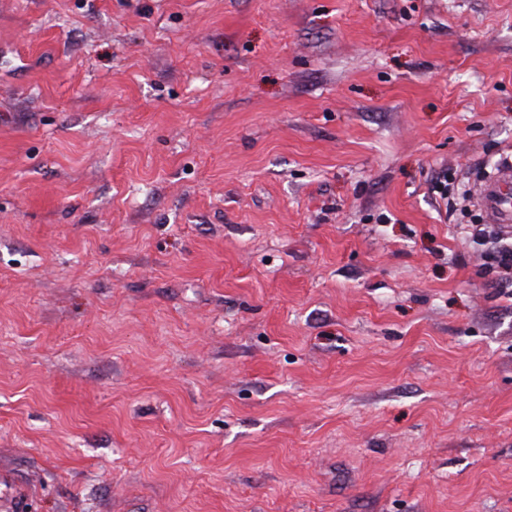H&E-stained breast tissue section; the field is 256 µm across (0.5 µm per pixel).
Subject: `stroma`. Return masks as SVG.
I'll list each match as a JSON object with an SVG mask.
<instances>
[{
	"label": "stroma",
	"instance_id": "1",
	"mask_svg": "<svg viewBox=\"0 0 512 512\" xmlns=\"http://www.w3.org/2000/svg\"><path fill=\"white\" fill-rule=\"evenodd\" d=\"M512 0H0L7 512H512ZM490 224H501L506 230L512 227V166L508 158L496 175L483 184L478 196Z\"/></svg>",
	"mask_w": 512,
	"mask_h": 512
}]
</instances>
